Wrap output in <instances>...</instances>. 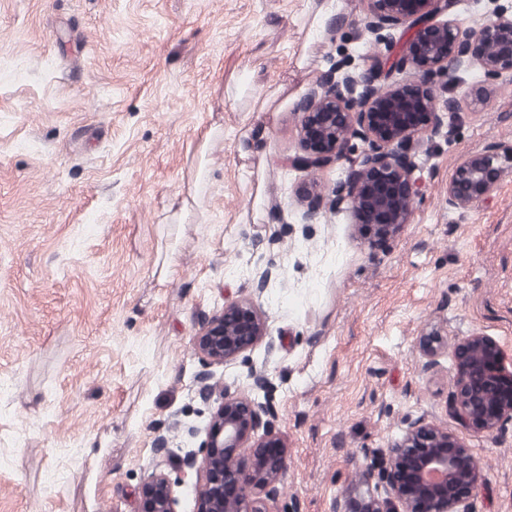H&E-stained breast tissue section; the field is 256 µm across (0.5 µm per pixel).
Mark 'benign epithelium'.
<instances>
[{"label": "benign epithelium", "mask_w": 512, "mask_h": 512, "mask_svg": "<svg viewBox=\"0 0 512 512\" xmlns=\"http://www.w3.org/2000/svg\"><path fill=\"white\" fill-rule=\"evenodd\" d=\"M368 13L357 38L382 30L402 29L404 39L388 69L363 66L347 70L338 64L300 99V152L291 167L323 170L348 162L337 182L332 206L347 209L369 246L394 237L409 222L422 191L416 162L420 138L444 134L458 117V103L431 94L425 78L436 75L454 85L472 66L481 79L473 86L482 100L493 82L512 72V12L493 8L485 20L462 27L452 18L459 0H367ZM412 68L417 80L385 86L392 71ZM363 147L357 150L352 140ZM504 169L490 147L464 157L448 182V205L464 210L489 198L502 182ZM303 219L321 214V198L311 186ZM263 344L271 353L276 342L269 321L252 297L224 301L221 310L202 318L194 336L200 370L198 396L211 406L208 425L183 428L198 446L176 457L180 473L193 472L194 512H278L288 459L274 422L277 410L269 397L264 366H250L249 389L220 387L212 367L244 357ZM451 349L456 369L450 404L462 426L474 435H491L512 423V360L492 338L475 333L448 342L432 333L422 337L427 364ZM377 452H363L360 478L364 490L340 495L331 512H479L481 463L454 433L421 415L377 463ZM174 482L165 471L151 472L140 491L138 512H176Z\"/></svg>", "instance_id": "obj_1"}]
</instances>
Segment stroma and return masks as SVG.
Wrapping results in <instances>:
<instances>
[{
	"mask_svg": "<svg viewBox=\"0 0 512 512\" xmlns=\"http://www.w3.org/2000/svg\"><path fill=\"white\" fill-rule=\"evenodd\" d=\"M0 0V512H137L178 425L204 426L197 322L260 302L278 349L214 369L245 387L266 364L288 473L280 512H330L364 451L427 415L482 467L480 512H512V425L464 429L455 367L422 336L474 333L512 357V73L480 103L472 68L450 90L449 134L422 140L423 194L372 247L348 212L303 220L345 167H290L296 106L337 61L382 55L397 29L354 41L364 0ZM496 147L490 199L448 205L465 156ZM189 206L181 223L171 215Z\"/></svg>",
	"mask_w": 512,
	"mask_h": 512,
	"instance_id": "stroma-1",
	"label": "stroma"
}]
</instances>
